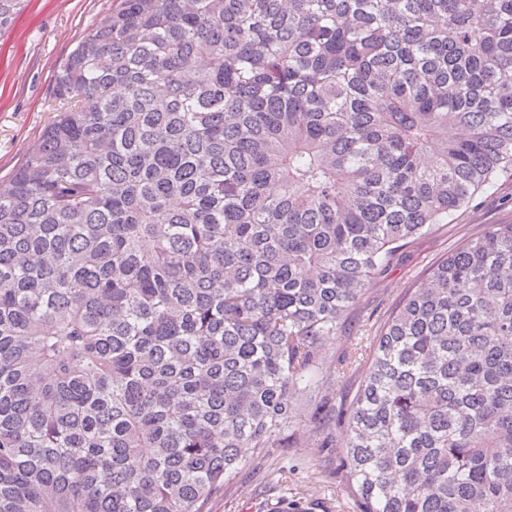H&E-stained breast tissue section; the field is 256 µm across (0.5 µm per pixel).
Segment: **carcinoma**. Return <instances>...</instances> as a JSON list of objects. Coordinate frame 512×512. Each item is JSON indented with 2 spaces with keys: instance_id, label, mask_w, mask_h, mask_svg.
Returning <instances> with one entry per match:
<instances>
[{
  "instance_id": "cac0c4a2",
  "label": "carcinoma",
  "mask_w": 512,
  "mask_h": 512,
  "mask_svg": "<svg viewBox=\"0 0 512 512\" xmlns=\"http://www.w3.org/2000/svg\"><path fill=\"white\" fill-rule=\"evenodd\" d=\"M0 182V512H208L323 341L512 170V0H118ZM359 512H512V224L381 326Z\"/></svg>"
}]
</instances>
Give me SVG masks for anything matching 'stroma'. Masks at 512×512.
Masks as SVG:
<instances>
[{"instance_id":"1","label":"stroma","mask_w":512,"mask_h":512,"mask_svg":"<svg viewBox=\"0 0 512 512\" xmlns=\"http://www.w3.org/2000/svg\"><path fill=\"white\" fill-rule=\"evenodd\" d=\"M113 0H23L0 26V180L22 164L29 148L55 114L64 108L55 76L66 56L111 11ZM492 224H512V170L501 173L447 223L415 239L382 280L371 283L351 310L342 331L327 337L324 351L331 384L318 399L325 408L354 400L360 372L345 364H364L373 338L408 288L430 265ZM299 424L288 431L285 448L247 453V464L209 503V512H279L282 501H296L303 512H352V489L335 452L317 447L309 402L300 397Z\"/></svg>"}]
</instances>
